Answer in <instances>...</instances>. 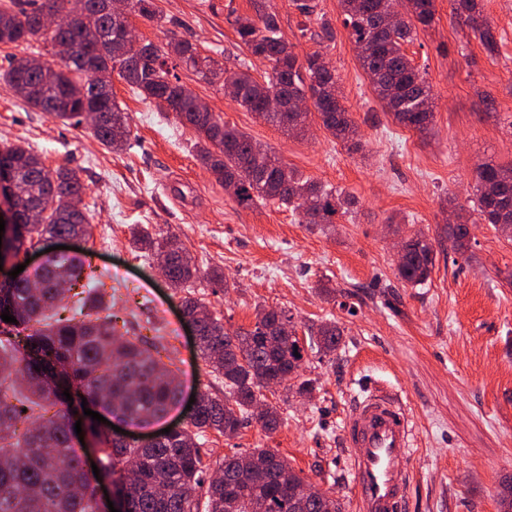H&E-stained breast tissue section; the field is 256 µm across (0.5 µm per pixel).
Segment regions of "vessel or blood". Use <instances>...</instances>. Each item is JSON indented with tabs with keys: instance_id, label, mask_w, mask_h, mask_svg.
<instances>
[{
	"instance_id": "vessel-or-blood-1",
	"label": "vessel or blood",
	"mask_w": 512,
	"mask_h": 512,
	"mask_svg": "<svg viewBox=\"0 0 512 512\" xmlns=\"http://www.w3.org/2000/svg\"><path fill=\"white\" fill-rule=\"evenodd\" d=\"M342 440L350 450L353 512H407L415 424L400 395L367 389L343 417Z\"/></svg>"
}]
</instances>
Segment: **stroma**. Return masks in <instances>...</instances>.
<instances>
[{
	"label": "stroma",
	"mask_w": 512,
	"mask_h": 512,
	"mask_svg": "<svg viewBox=\"0 0 512 512\" xmlns=\"http://www.w3.org/2000/svg\"><path fill=\"white\" fill-rule=\"evenodd\" d=\"M156 24L131 16L140 38L162 45L185 39L223 66L266 64L240 42L229 12L275 13L282 37L298 55L320 52L339 77L343 103L358 127L360 152L348 151L311 116L296 136L259 119L225 96L221 85L179 70L182 84L225 124L274 149L302 176L345 190L354 207L326 230L309 228L298 212L267 202L243 209L197 158L195 131L136 95L120 76L112 90L129 116L130 145L105 149L86 124H65L30 108L0 82V145L21 143L48 167L77 171L91 235L70 240L112 289L117 330L144 336L173 370L184 396L222 394L200 357L182 315L185 290L170 287L156 257L134 251L130 227L179 234L201 269H223L226 287L201 280L197 297L226 328L249 329L259 308H283L299 334L336 323V354L306 351L300 369L311 396L277 390L281 426L265 434L244 427L232 438L209 435L211 459L253 448H276L306 480L352 505L342 419L371 386L397 391L409 404L419 447L410 461L412 512H498L502 482L512 479V241L476 211V164L512 165V0H483L498 54L488 58L477 38L435 0V22L406 45L432 90L433 122L421 134L395 123L371 91L338 0H319L307 17L293 0H154ZM333 40L319 38V16ZM472 225L468 256L445 235L448 196ZM423 232L436 243L425 284L395 276L402 237ZM335 294L326 297L323 287Z\"/></svg>",
	"instance_id": "35a3bbf8"
}]
</instances>
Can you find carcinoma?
Instances as JSON below:
<instances>
[{"label":"carcinoma","instance_id":"1","mask_svg":"<svg viewBox=\"0 0 512 512\" xmlns=\"http://www.w3.org/2000/svg\"><path fill=\"white\" fill-rule=\"evenodd\" d=\"M85 2L86 23L64 33L39 28L42 7L30 8L26 0H10V6L0 8V37L6 43L41 39L52 45L70 39L90 47L88 54L46 72L29 70L23 58L10 61L0 71V80L11 87L29 86L26 104L64 123L76 119L84 106L95 105L103 113L92 128L94 136L106 148L118 150L129 135L126 113L114 96L99 94L93 84L94 72L118 68L137 95L195 130L199 160L238 206L250 209L276 201L300 211L302 223L319 227L336 223L337 214L348 212L350 195L303 178L271 148L259 157L253 155L250 136L228 127L213 112L196 111L193 99L179 92L175 70L182 65L206 82H231L237 103L268 124L302 134L314 111L324 129L348 150H361L358 128L333 94L336 71L318 66V52L302 58L285 52L275 14L260 11L254 18L236 16L232 21L250 54L269 64L259 80L247 71L223 67L189 41L182 42L179 64L158 62L161 47L152 41L123 51L121 32L129 18L113 17L103 9V0ZM131 2V13L161 22L154 0ZM448 2L486 54L495 55L498 43L481 0ZM393 5L400 7L401 20L388 30L383 14ZM338 8L377 99L397 123L427 132L433 120L431 87L404 46L413 42L418 27L432 26L435 0H338ZM277 86L288 90L290 98L310 99L313 110L296 115L265 111V99ZM2 164L45 204L41 223L15 225L9 245L15 254L46 237L87 235L89 220L81 207L61 215L55 205L64 196L82 203L84 185L75 171L63 166L50 169L21 144L0 147ZM474 193L485 223L496 230L512 225V167L490 161L477 164ZM446 234L455 241V253L468 251L466 223L448 225ZM131 241L134 248L166 260L167 281L174 288L201 278L224 283L220 268L203 272L189 260L174 233H153L136 225ZM434 261V242L414 234L405 240L397 277L406 285H421ZM67 281L81 291L72 294L71 315L63 317L58 312L64 294L60 285ZM111 298L101 278L78 257L48 258L32 281L6 275L0 280V313L16 319H0V512H96V476L83 469L72 444V418L82 400L98 401L124 422L140 425L163 418L176 405L179 384L173 371L152 353L155 345L144 337L118 333L114 315H101ZM183 313L197 330L205 365L224 379V394L199 393L197 411L168 440L151 447L135 440L115 442L89 427L101 444L99 476L111 478L117 491L130 498L132 512H342L338 500L312 483L313 493L299 498L306 480L276 448L224 457L216 463L223 473L220 480L209 477L211 467L203 460L201 445L209 433L233 437L252 422L269 434L280 427L279 406L262 399V390L271 379L294 375L301 367L306 347L297 334L280 330V321L294 316L285 309L262 308L252 329L230 331L204 301L190 296L184 298ZM342 336L336 323H322L310 329L308 348L334 354ZM66 389L71 402L62 396Z\"/></svg>","mask_w":512,"mask_h":512}]
</instances>
